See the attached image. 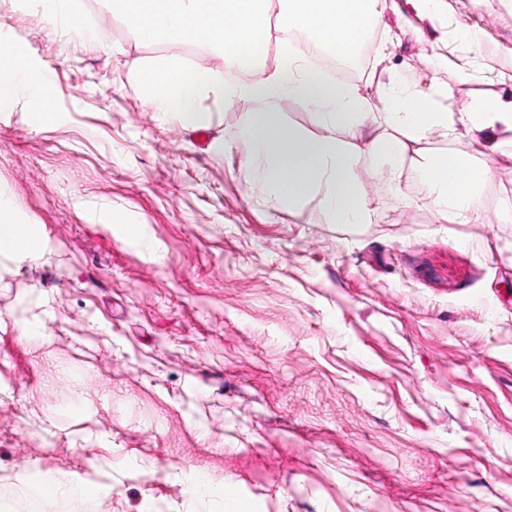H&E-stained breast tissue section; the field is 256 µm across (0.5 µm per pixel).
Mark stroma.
I'll list each match as a JSON object with an SVG mask.
<instances>
[{"label":"stroma","instance_id":"35a3bbf8","mask_svg":"<svg viewBox=\"0 0 512 512\" xmlns=\"http://www.w3.org/2000/svg\"><path fill=\"white\" fill-rule=\"evenodd\" d=\"M83 5L105 39L0 0V43L50 92L40 119L24 84L0 94V204L43 242L0 252V512H77L85 483L93 512H512V127L467 120L512 100V0H378L339 76L377 117L356 230L267 200L237 138L258 102L203 139L156 117L136 63L221 58ZM399 81L457 124L394 172L367 140ZM461 141L490 176L450 226L415 165Z\"/></svg>","mask_w":512,"mask_h":512}]
</instances>
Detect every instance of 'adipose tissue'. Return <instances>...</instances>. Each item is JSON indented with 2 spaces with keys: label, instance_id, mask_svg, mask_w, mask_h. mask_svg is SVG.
Masks as SVG:
<instances>
[{
  "label": "adipose tissue",
  "instance_id": "1",
  "mask_svg": "<svg viewBox=\"0 0 512 512\" xmlns=\"http://www.w3.org/2000/svg\"><path fill=\"white\" fill-rule=\"evenodd\" d=\"M268 0H111L112 14L141 43L191 40L224 60L225 68L262 70L249 84L225 80V69L200 70L177 55L162 57L140 69L147 103L161 115L176 116L192 128L208 127L215 109L241 98L258 101L237 137L248 151L252 172L275 204L292 207L318 198L325 217L336 224L359 227L372 212L353 180L357 142L372 122L369 107L351 83L334 82L310 68L291 40L281 44V60L266 65L265 6ZM286 29L299 30L343 63H351L357 48L376 22L375 0H279ZM29 90V103L42 114L49 100L44 73L17 51L0 60V91L15 83ZM312 106L321 136L310 139L286 124L278 109L282 99ZM385 120L392 135L369 141L373 163L399 169L406 141L429 133H450L456 119L438 105L434 92L410 94L393 89ZM419 176L442 221L466 224L480 209L487 169L474 163L469 147L421 158ZM40 240L19 223L9 207H0V251L38 254Z\"/></svg>",
  "mask_w": 512,
  "mask_h": 512
}]
</instances>
